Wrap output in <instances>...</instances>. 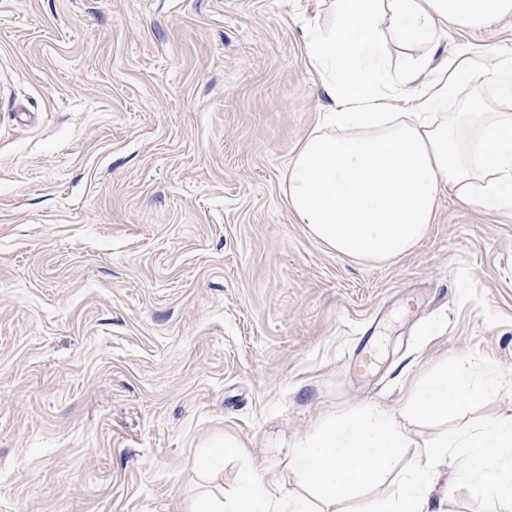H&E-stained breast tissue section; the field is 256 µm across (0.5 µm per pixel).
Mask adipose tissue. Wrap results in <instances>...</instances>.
Returning <instances> with one entry per match:
<instances>
[{
	"mask_svg": "<svg viewBox=\"0 0 512 512\" xmlns=\"http://www.w3.org/2000/svg\"><path fill=\"white\" fill-rule=\"evenodd\" d=\"M334 26L310 34L309 60L327 80L335 110L323 113L290 163L288 201L298 223L336 253L377 261L417 245L449 186L494 211L512 207V115L447 112L448 96L480 75L498 97L512 100V64L489 61L471 72L424 78L426 59L394 70L385 35L405 44H435L451 29L477 30L512 16V0H331ZM412 92L420 110L389 116L391 98ZM475 387L465 362L416 389L403 417H445ZM447 446H427L381 512H430L436 462ZM456 473L476 482L512 512V414L473 435Z\"/></svg>",
	"mask_w": 512,
	"mask_h": 512,
	"instance_id": "ef3b65f1",
	"label": "adipose tissue"
}]
</instances>
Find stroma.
Returning <instances> with one entry per match:
<instances>
[{
  "label": "stroma",
  "mask_w": 512,
  "mask_h": 512,
  "mask_svg": "<svg viewBox=\"0 0 512 512\" xmlns=\"http://www.w3.org/2000/svg\"><path fill=\"white\" fill-rule=\"evenodd\" d=\"M322 0H0V512H187L197 450L236 439L303 489L327 416L398 412L444 365L481 393L414 420L453 453L512 413V209L442 189L409 252L337 254L299 224L292 157L333 108ZM512 51V18L428 52ZM452 112H510L482 78ZM450 512H493L438 467Z\"/></svg>",
  "instance_id": "35a3bbf8"
}]
</instances>
